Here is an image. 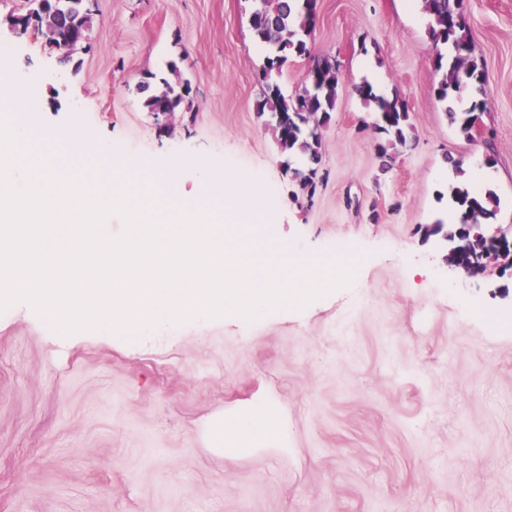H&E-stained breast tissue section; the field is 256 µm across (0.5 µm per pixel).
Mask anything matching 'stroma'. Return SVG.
Listing matches in <instances>:
<instances>
[{
  "instance_id": "stroma-1",
  "label": "stroma",
  "mask_w": 512,
  "mask_h": 512,
  "mask_svg": "<svg viewBox=\"0 0 512 512\" xmlns=\"http://www.w3.org/2000/svg\"><path fill=\"white\" fill-rule=\"evenodd\" d=\"M311 54L275 77L301 88L314 56L335 60L339 92L321 127L314 197L283 170L255 102L266 51L255 0H92L87 42L63 60L6 18L9 54L37 127L110 141L112 156L172 174L177 200L209 159L258 179L272 239L315 257L356 245L350 287L273 320L215 319L129 341L63 337L27 304L0 313V512H512V265L468 276L425 228L448 215L446 156L472 161L512 227V0H465L487 74L481 132L449 126L434 94L421 5L320 0ZM402 99L412 129L389 169L376 112L354 87ZM187 87L176 112L143 101ZM269 399L288 423L277 445L227 456L208 429Z\"/></svg>"
}]
</instances>
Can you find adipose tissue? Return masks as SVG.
Segmentation results:
<instances>
[{
    "label": "adipose tissue",
    "instance_id": "1",
    "mask_svg": "<svg viewBox=\"0 0 512 512\" xmlns=\"http://www.w3.org/2000/svg\"><path fill=\"white\" fill-rule=\"evenodd\" d=\"M223 190L225 199L233 202L236 211L242 215H260L271 220L272 215L265 208L259 185L246 181L235 174L206 170L199 192L205 196ZM216 439L223 443L228 454H241L254 448H264L270 443L287 447L288 437L284 422L281 421L275 405L260 401L250 408L226 415L214 429Z\"/></svg>",
    "mask_w": 512,
    "mask_h": 512
}]
</instances>
